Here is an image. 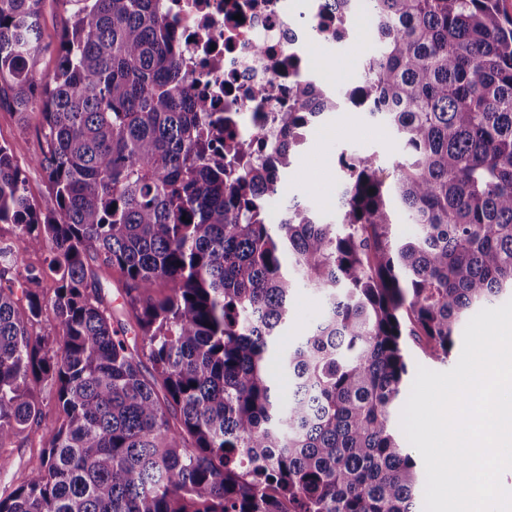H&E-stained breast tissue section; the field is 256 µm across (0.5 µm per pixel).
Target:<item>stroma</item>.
<instances>
[{
	"label": "stroma",
	"instance_id": "35a3bbf8",
	"mask_svg": "<svg viewBox=\"0 0 512 512\" xmlns=\"http://www.w3.org/2000/svg\"><path fill=\"white\" fill-rule=\"evenodd\" d=\"M41 116L0 110V144L8 145L27 178V188L34 200L46 194L43 171L35 165L43 141L39 134ZM319 135L308 138L301 147L297 163L288 174V196L301 199L328 218L338 215V190L343 174L338 166L341 153H373L384 176H391L399 156L398 142L391 130L363 113L347 109L326 115ZM287 196V197H288ZM101 293L112 306V326L127 339L136 336V324L126 306L125 286L118 272L98 273ZM290 321L280 339L281 348L295 343L297 336L320 315L323 303L310 288H296L290 303ZM45 426H35L18 438L7 450L6 477L20 483L38 467L41 451L49 443Z\"/></svg>",
	"mask_w": 512,
	"mask_h": 512
}]
</instances>
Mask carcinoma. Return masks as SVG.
Here are the masks:
<instances>
[{
  "mask_svg": "<svg viewBox=\"0 0 512 512\" xmlns=\"http://www.w3.org/2000/svg\"><path fill=\"white\" fill-rule=\"evenodd\" d=\"M61 2L52 45L43 0H0V108L40 112L47 183L34 202L0 144V273L14 272L0 450L46 421L31 384L60 412L0 512H419L426 473L392 423L408 345L446 359L472 310L512 295V15L501 0H368L359 82L337 94L300 78L299 111L268 143L192 94L161 0ZM326 6L346 41L357 0ZM347 103L397 137L393 182L376 155L342 153L337 220L293 198L271 221L262 194ZM399 209L408 237L392 231ZM93 262L124 276L141 344L112 327ZM300 283L323 310L279 356L285 396L269 352ZM48 302L59 335L34 336ZM69 13L64 8L47 0L43 15V33L46 41H54L62 32L68 21Z\"/></svg>",
  "mask_w": 512,
  "mask_h": 512,
  "instance_id": "obj_1",
  "label": "carcinoma"
}]
</instances>
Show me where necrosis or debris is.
Masks as SVG:
<instances>
[{"instance_id":"obj_1","label":"necrosis or debris","mask_w":512,"mask_h":512,"mask_svg":"<svg viewBox=\"0 0 512 512\" xmlns=\"http://www.w3.org/2000/svg\"><path fill=\"white\" fill-rule=\"evenodd\" d=\"M179 21L181 58L213 112L243 115L266 139L291 104L288 84L329 77L313 63L335 50L336 19L325 0H163Z\"/></svg>"}]
</instances>
